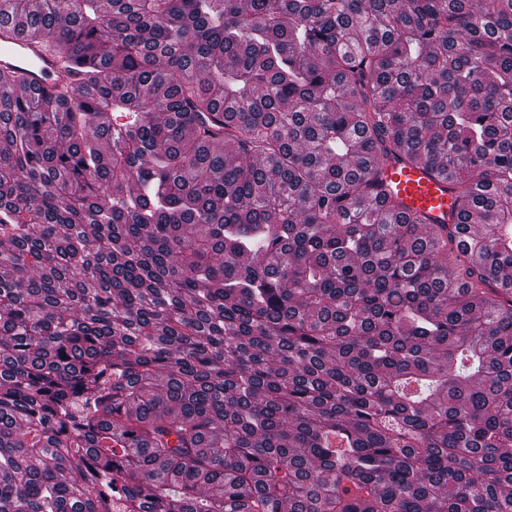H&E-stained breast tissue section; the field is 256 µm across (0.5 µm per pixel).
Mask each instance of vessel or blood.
I'll return each instance as SVG.
<instances>
[{
    "mask_svg": "<svg viewBox=\"0 0 512 512\" xmlns=\"http://www.w3.org/2000/svg\"><path fill=\"white\" fill-rule=\"evenodd\" d=\"M0 68L21 69L23 87L36 93L52 87L74 84L75 78L47 53L39 40L17 30L0 32ZM389 197L398 201L402 212L417 213L428 224L453 221L454 194L449 181L435 177L425 166L405 159L387 158L376 170Z\"/></svg>",
    "mask_w": 512,
    "mask_h": 512,
    "instance_id": "vessel-or-blood-1",
    "label": "vessel or blood"
}]
</instances>
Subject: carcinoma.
Wrapping results in <instances>:
<instances>
[{"mask_svg": "<svg viewBox=\"0 0 512 512\" xmlns=\"http://www.w3.org/2000/svg\"><path fill=\"white\" fill-rule=\"evenodd\" d=\"M0 27L81 78L0 70V512H512V0ZM374 177L383 182L384 191L398 201L403 213H418L426 224H453L456 211L452 186L425 166L391 156Z\"/></svg>", "mask_w": 512, "mask_h": 512, "instance_id": "carcinoma-1", "label": "carcinoma"}]
</instances>
